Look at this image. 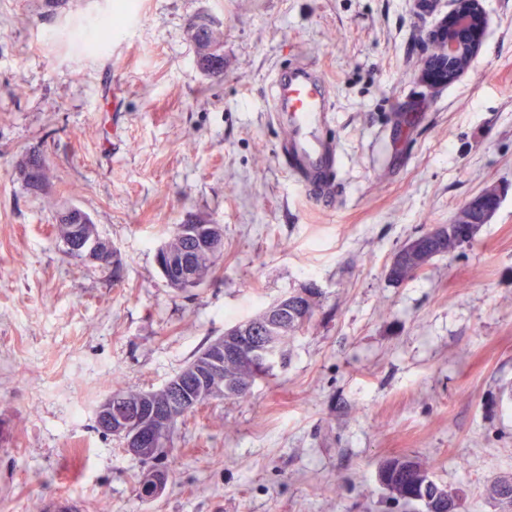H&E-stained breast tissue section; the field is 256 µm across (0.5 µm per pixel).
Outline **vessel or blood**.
<instances>
[{
	"mask_svg": "<svg viewBox=\"0 0 512 512\" xmlns=\"http://www.w3.org/2000/svg\"><path fill=\"white\" fill-rule=\"evenodd\" d=\"M270 109L291 126L285 150L292 178L318 207L335 208L340 153L328 132L331 104L323 73L311 67L278 68Z\"/></svg>",
	"mask_w": 512,
	"mask_h": 512,
	"instance_id": "vessel-or-blood-1",
	"label": "vessel or blood"
}]
</instances>
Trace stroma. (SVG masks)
<instances>
[{"mask_svg":"<svg viewBox=\"0 0 512 512\" xmlns=\"http://www.w3.org/2000/svg\"><path fill=\"white\" fill-rule=\"evenodd\" d=\"M0 0V512H405L377 474L417 455L463 512L512 474V0H480V51L454 83L422 78L456 0ZM211 15L224 72L186 34ZM120 17L105 49L92 40ZM319 68L343 153L336 208L291 178L275 69ZM43 157L26 189L17 165ZM487 188L475 239L395 283L408 239ZM115 249L71 258L63 204ZM224 228L197 288L167 287L156 251L185 221ZM314 282V316L244 398L179 418L149 463L103 434L112 391H146L203 346ZM20 174L27 188L38 192L43 189L47 181V170L40 155L29 154L20 163Z\"/></svg>","mask_w":512,"mask_h":512,"instance_id":"stroma-1","label":"stroma"}]
</instances>
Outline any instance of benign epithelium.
I'll use <instances>...</instances> for the list:
<instances>
[{"label": "benign epithelium", "mask_w": 512, "mask_h": 512, "mask_svg": "<svg viewBox=\"0 0 512 512\" xmlns=\"http://www.w3.org/2000/svg\"><path fill=\"white\" fill-rule=\"evenodd\" d=\"M485 19L478 0H461L459 8L444 19L430 33L434 51L425 60L424 69L430 82L446 84L453 81L469 64L483 40ZM480 207L465 204L458 214L459 235L462 243H470L480 229L496 214L500 199L495 189L489 188L476 196ZM76 206L61 211L59 219L66 222L69 239L75 241L77 258L84 262L106 264L112 257L109 241L103 239L91 224H71L70 217ZM183 236L195 242L191 251H170L163 247L156 254L160 271L170 286L194 288L198 284V266L203 259L219 254L224 249V234L216 224H189L182 228ZM448 237V225L437 224L427 233L409 240L392 258L387 276L396 279L395 270L405 260L418 270L424 269L430 254V242H440ZM310 294L299 290L286 295L264 310L258 322L265 329L275 331L288 324V303ZM251 324L243 325L228 333L227 339L217 340L204 360L187 367L178 377L159 388L150 390L136 399L123 394L107 397L97 408L96 419L109 428L111 434L121 438L134 456L151 460L159 455L167 441L160 436L161 425L171 422L179 383L187 379L197 391V396H184L182 403L194 404L198 397L213 394L223 385V367L227 359H248L255 363L269 360L271 341L255 337ZM166 486L164 477L153 474L138 485V494L144 501L158 498Z\"/></svg>", "instance_id": "1"}]
</instances>
